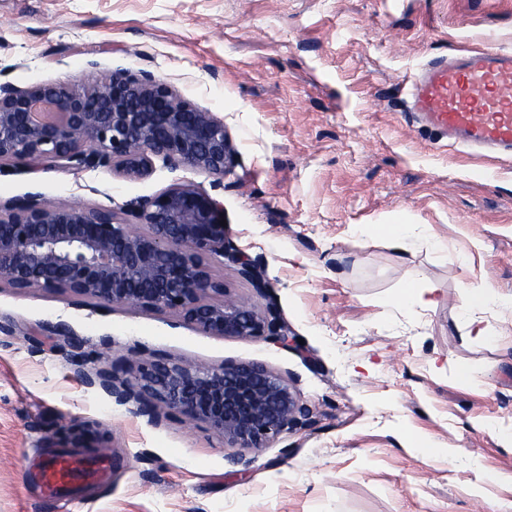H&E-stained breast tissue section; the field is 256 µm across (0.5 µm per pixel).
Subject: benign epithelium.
Segmentation results:
<instances>
[{"label": "benign epithelium", "instance_id": "7a95c632", "mask_svg": "<svg viewBox=\"0 0 512 512\" xmlns=\"http://www.w3.org/2000/svg\"><path fill=\"white\" fill-rule=\"evenodd\" d=\"M234 156L223 120L149 72L119 70L93 83L73 78L26 89L0 83V162L49 170L65 161L143 179L159 159L171 168H194L221 186ZM222 219L223 202L186 186L137 198L118 213L38 195L14 199L0 204V283L170 313L208 335L297 348L274 302L261 310L214 301L225 292L209 273L208 261L216 258L236 266L258 296L269 297L262 266L230 246ZM47 330L63 338L70 356L81 350L64 324ZM82 379L120 405L137 404L136 412L154 422L160 403L208 423L233 449L229 465L244 472L254 461L248 453L311 419L287 379L253 362L212 369L164 360L136 367L117 359Z\"/></svg>", "mask_w": 512, "mask_h": 512}]
</instances>
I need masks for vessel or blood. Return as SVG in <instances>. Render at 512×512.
Returning a JSON list of instances; mask_svg holds the SVG:
<instances>
[{
  "label": "vessel or blood",
  "mask_w": 512,
  "mask_h": 512,
  "mask_svg": "<svg viewBox=\"0 0 512 512\" xmlns=\"http://www.w3.org/2000/svg\"><path fill=\"white\" fill-rule=\"evenodd\" d=\"M409 110L464 147L512 157V52L491 47L431 60L409 88ZM110 467L108 458L60 452L38 478L48 498L78 512L79 482Z\"/></svg>",
  "instance_id": "b4317fda"
}]
</instances>
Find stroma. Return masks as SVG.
<instances>
[{"label": "stroma", "instance_id": "1", "mask_svg": "<svg viewBox=\"0 0 512 512\" xmlns=\"http://www.w3.org/2000/svg\"><path fill=\"white\" fill-rule=\"evenodd\" d=\"M512 51V0H0V83L20 88L145 71L223 119L235 163L214 186L156 163L34 171L0 163V201L116 209L187 185L224 203L227 237L262 259L269 299L209 263L228 298L274 302L303 351L211 336L164 312L0 283V512H59L29 459L107 455L80 512H486L512 501V158L481 157L412 122L398 91L437 57ZM413 224L410 252L383 225ZM434 287L410 307L408 285ZM473 292L486 306L469 309ZM482 333L465 335L468 323ZM63 323L71 358L29 335ZM272 369L308 427L225 460L223 436L161 424L87 387L100 354ZM447 446L446 454L411 441Z\"/></svg>", "mask_w": 512, "mask_h": 512}]
</instances>
